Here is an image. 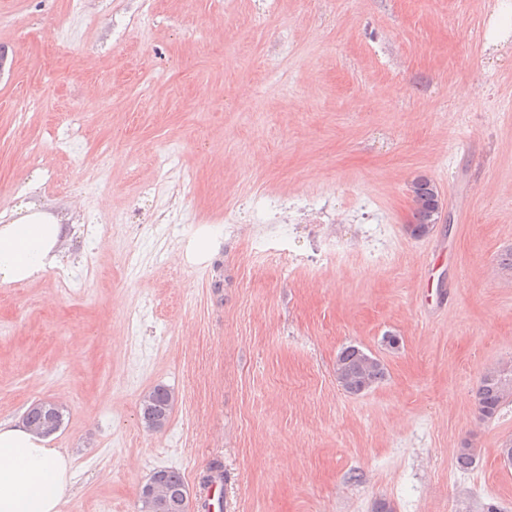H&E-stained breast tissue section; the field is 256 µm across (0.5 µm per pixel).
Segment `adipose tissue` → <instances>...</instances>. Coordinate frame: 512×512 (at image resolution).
<instances>
[{
  "instance_id": "1",
  "label": "adipose tissue",
  "mask_w": 512,
  "mask_h": 512,
  "mask_svg": "<svg viewBox=\"0 0 512 512\" xmlns=\"http://www.w3.org/2000/svg\"><path fill=\"white\" fill-rule=\"evenodd\" d=\"M69 229L32 213L0 224V282L23 283L58 269ZM77 474L23 418L0 421V512H60Z\"/></svg>"
}]
</instances>
